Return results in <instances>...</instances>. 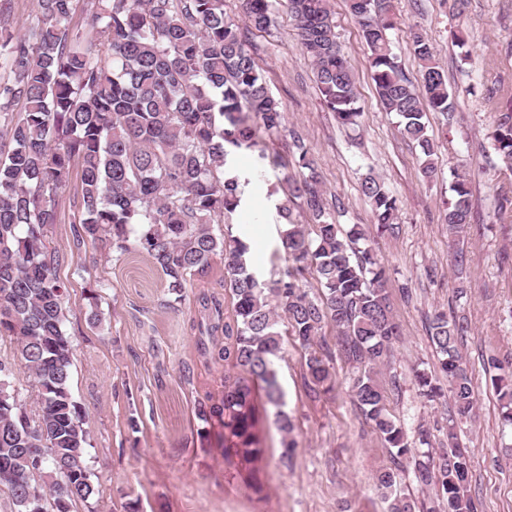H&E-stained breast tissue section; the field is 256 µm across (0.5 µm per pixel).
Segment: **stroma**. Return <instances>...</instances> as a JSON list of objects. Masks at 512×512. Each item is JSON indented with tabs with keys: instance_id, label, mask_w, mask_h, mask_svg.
<instances>
[{
	"instance_id": "obj_1",
	"label": "stroma",
	"mask_w": 512,
	"mask_h": 512,
	"mask_svg": "<svg viewBox=\"0 0 512 512\" xmlns=\"http://www.w3.org/2000/svg\"><path fill=\"white\" fill-rule=\"evenodd\" d=\"M330 5L364 109L359 127H341L324 104L284 6H274L268 33L247 39L287 126L304 138L336 204L337 223L371 225L360 192L366 173L382 178L399 200L398 233L374 236L402 331L389 368L397 381L388 393L391 409L409 429L428 430L435 443L455 428L472 452L470 490L478 512H512V431L501 424L483 364L490 354L512 360V169L498 163L489 140L498 113L512 110V0L393 2L392 38L405 72L419 81L405 36L414 26L433 43L453 95L451 116L428 115L438 143L439 175L431 181L423 179L398 117L377 100L357 19L346 0ZM259 146L271 158L264 181L254 179L252 153L238 161L239 173L252 180L239 221L252 227L253 264L278 272L286 263L273 257L279 218L268 193L282 188L284 175H296L295 151L287 137H264ZM457 167L469 172L473 193L472 220L462 234L467 261L460 268L442 207ZM73 201L70 192L59 198L48 242L66 288L74 345L70 391L86 411V463L98 490L97 512H384L373 477L389 454L350 401L353 368L336 360L332 390L313 395L304 384L305 351L286 337L278 369L296 446L282 461L273 411L258 403L265 454L256 465L263 490L254 492L237 458L224 452L223 427L196 416L199 406L219 402L233 373L218 357L224 345L218 326L232 307L222 257L176 298L147 254L115 255L106 237L77 242ZM460 288L466 291L461 298ZM452 304L468 320L462 352L477 393L473 416L453 426L447 398L427 401L415 381L416 371H432L436 363L428 320Z\"/></svg>"
}]
</instances>
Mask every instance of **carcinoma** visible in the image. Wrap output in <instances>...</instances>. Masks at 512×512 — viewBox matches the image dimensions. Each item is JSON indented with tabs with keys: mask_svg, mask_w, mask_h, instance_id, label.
Here are the masks:
<instances>
[{
	"mask_svg": "<svg viewBox=\"0 0 512 512\" xmlns=\"http://www.w3.org/2000/svg\"><path fill=\"white\" fill-rule=\"evenodd\" d=\"M308 53L323 100L344 126L360 124L363 108L349 61L336 40L327 0H286ZM93 36L73 25L80 0H39L40 17L30 34L16 32L0 9V113L20 103L0 137L9 151L0 159V339L14 343L16 357L37 389L39 412L27 415L0 361V494L10 512H31L29 496H45L46 512H71L73 503L94 498L86 465L89 432L73 399L72 340L64 323L65 289L55 275L57 257L45 245L58 222L57 198L70 189L71 165L81 162L77 240L112 238V251L146 253L182 295L216 255L224 256V290L233 301L224 316V348L218 356L238 371L224 381V398L201 405L198 418L224 424V452L248 468L263 455L256 433L255 399L262 395L286 437L293 425L284 406L277 361L284 350L279 330L287 318L294 340L306 350V381L327 389L332 372L322 329L332 325L340 352L356 369L350 396L372 424L391 465L375 486L386 512H416L402 489L405 463L420 491H435L441 512H477L468 494L471 450L448 427V448H432L430 435L411 436L390 411L386 378L400 336L391 305L389 275L361 224H338L325 198L309 150L298 135V179L275 205L283 221L281 245L288 269L265 280L249 263L247 227L232 232L246 204V184L232 175L237 155L286 131L285 114L271 95L263 69L250 52L224 0H88ZM272 0H243L252 27L271 23ZM369 50L368 68L380 104L399 117L400 134L415 145L423 178L438 175V144L426 113L451 108L448 77L433 44L417 28L408 39L420 67V84L404 72L393 50L392 0H349ZM498 159L512 168V113L498 115L492 133ZM360 189L377 230L392 231L397 199L372 173ZM301 200L309 223L293 218ZM472 216L467 172L457 170L445 202L448 231L460 236ZM320 292L309 295L305 275ZM468 333L463 316L435 312L429 336L437 354L434 371L415 374L429 401L448 388L454 415L467 417L475 387L461 352ZM492 384L512 426V372L497 357L487 359ZM79 471L66 483L60 469Z\"/></svg>",
	"mask_w": 512,
	"mask_h": 512,
	"instance_id": "carcinoma-1",
	"label": "carcinoma"
}]
</instances>
